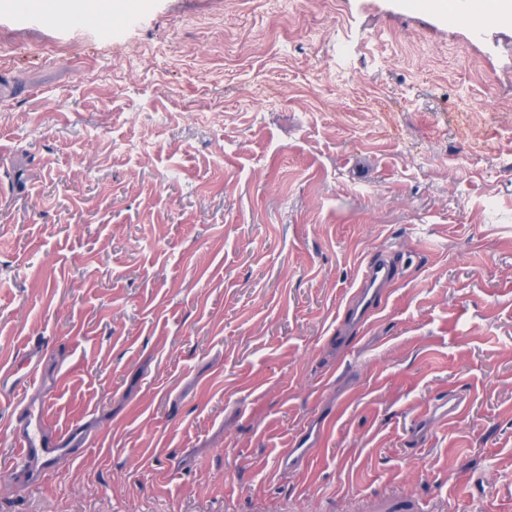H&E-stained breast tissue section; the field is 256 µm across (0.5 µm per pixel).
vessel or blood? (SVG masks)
Returning a JSON list of instances; mask_svg holds the SVG:
<instances>
[{
    "label": "vessel or blood",
    "mask_w": 512,
    "mask_h": 512,
    "mask_svg": "<svg viewBox=\"0 0 512 512\" xmlns=\"http://www.w3.org/2000/svg\"><path fill=\"white\" fill-rule=\"evenodd\" d=\"M396 269L386 259H378L363 265L359 284L343 311V319L336 328L337 344L350 341L374 312L379 310L386 287L396 278ZM42 352L30 347L23 365L0 367V395L11 397L17 391L30 388L39 379ZM16 420L9 434L16 457L17 472L32 475L48 467L53 460L74 456L85 446L87 439L77 432H70L68 441L49 432L40 409L27 404H17Z\"/></svg>",
    "instance_id": "b4317fda"
}]
</instances>
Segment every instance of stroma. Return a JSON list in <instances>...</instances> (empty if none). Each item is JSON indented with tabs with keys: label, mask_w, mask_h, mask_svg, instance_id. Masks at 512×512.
Wrapping results in <instances>:
<instances>
[{
	"label": "stroma",
	"mask_w": 512,
	"mask_h": 512,
	"mask_svg": "<svg viewBox=\"0 0 512 512\" xmlns=\"http://www.w3.org/2000/svg\"><path fill=\"white\" fill-rule=\"evenodd\" d=\"M49 2L0 0V364L89 443L22 482L0 399V512H512V23ZM397 270L386 259L370 261L363 265L359 284L343 311V319L336 327V344L352 341L350 336L374 312L380 309L385 288L396 278ZM42 361V351L39 347H30L26 352V361L19 367L16 363L12 365H1L0 368V394L1 398L6 396L10 399L17 391L31 388L39 379V370ZM23 373L18 376L19 372Z\"/></svg>",
	"instance_id": "1"
}]
</instances>
